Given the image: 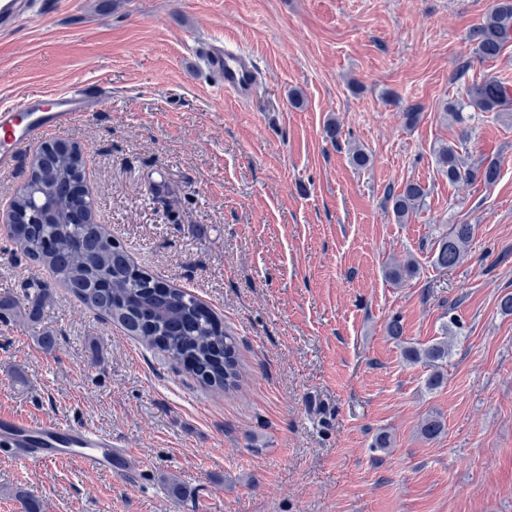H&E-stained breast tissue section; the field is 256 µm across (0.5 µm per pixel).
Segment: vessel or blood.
<instances>
[{
  "label": "vessel or blood",
  "mask_w": 512,
  "mask_h": 512,
  "mask_svg": "<svg viewBox=\"0 0 512 512\" xmlns=\"http://www.w3.org/2000/svg\"><path fill=\"white\" fill-rule=\"evenodd\" d=\"M32 5L33 0H0V30H13ZM199 54L221 88L243 100L252 96L262 75L253 55L217 42L202 43ZM105 99L104 92L78 84L43 99L22 96L1 103L0 171L11 170L30 142L86 117ZM0 456L24 464L75 460L96 471L118 469L130 478L136 473L137 462L133 449L88 427L51 419L33 422L14 415H0Z\"/></svg>",
  "instance_id": "vessel-or-blood-1"
}]
</instances>
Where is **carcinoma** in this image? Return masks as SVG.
Listing matches in <instances>:
<instances>
[{
	"mask_svg": "<svg viewBox=\"0 0 512 512\" xmlns=\"http://www.w3.org/2000/svg\"><path fill=\"white\" fill-rule=\"evenodd\" d=\"M475 53L483 60L497 58L512 39V0H493L482 23L470 35ZM446 111L459 123L466 112L512 111V87L495 77L472 84L466 97L447 104ZM440 170L448 182L480 181L494 185L500 178V163L485 159L475 167L462 162L454 144H444L436 152ZM83 162L70 150L43 149L31 162L27 193L13 200L15 216L22 231L16 236L23 252L43 264L53 279L68 288L90 311L105 315L126 332L158 348L167 361L183 366L202 385L228 390L239 378L238 341L220 325L202 318L200 300L182 288L139 286L131 280V263L126 252L114 247L110 235L98 225L83 221L87 202L79 193L84 176ZM426 188L409 181L389 195L392 213L405 224L420 207ZM474 235L471 224H453L434 251V266L451 269L464 259ZM417 263L408 259L390 264L385 276L401 283L418 274ZM448 340H438L426 348L408 346L404 358L430 369L426 385L443 383L442 366L448 361ZM444 425L437 415H429L419 425L420 435L437 438Z\"/></svg>",
	"mask_w": 512,
	"mask_h": 512,
	"instance_id": "obj_1",
	"label": "carcinoma"
}]
</instances>
